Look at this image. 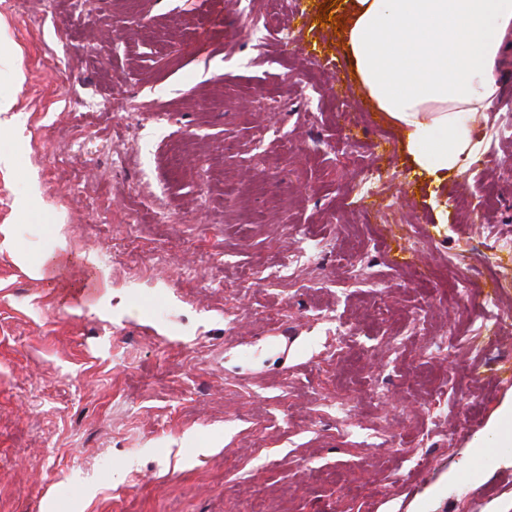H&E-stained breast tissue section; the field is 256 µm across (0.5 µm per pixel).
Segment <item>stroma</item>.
I'll return each mask as SVG.
<instances>
[{
  "mask_svg": "<svg viewBox=\"0 0 512 512\" xmlns=\"http://www.w3.org/2000/svg\"><path fill=\"white\" fill-rule=\"evenodd\" d=\"M342 2L0 0V512H512V99L431 183ZM512 447V400L504 401L497 411L495 420L482 432L477 434L472 442L474 454L490 459L494 463L499 460L489 454L487 448Z\"/></svg>",
  "mask_w": 512,
  "mask_h": 512,
  "instance_id": "35a3bbf8",
  "label": "stroma"
}]
</instances>
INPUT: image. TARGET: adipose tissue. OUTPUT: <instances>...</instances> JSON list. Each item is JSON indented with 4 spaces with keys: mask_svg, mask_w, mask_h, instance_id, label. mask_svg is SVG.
<instances>
[{
    "mask_svg": "<svg viewBox=\"0 0 512 512\" xmlns=\"http://www.w3.org/2000/svg\"><path fill=\"white\" fill-rule=\"evenodd\" d=\"M350 71L402 138L412 167L438 183L461 173L481 143L477 116L498 100V62L512 0H344ZM475 455L512 447V400L477 434Z\"/></svg>",
    "mask_w": 512,
    "mask_h": 512,
    "instance_id": "ef3b65f1",
    "label": "adipose tissue"
}]
</instances>
